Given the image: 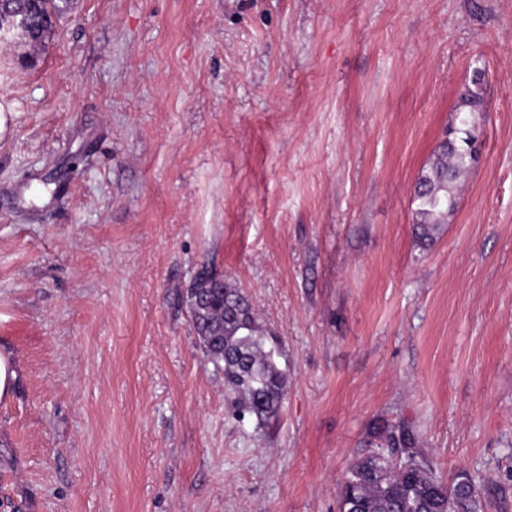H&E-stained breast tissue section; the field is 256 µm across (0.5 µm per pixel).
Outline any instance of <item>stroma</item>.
Listing matches in <instances>:
<instances>
[{
	"label": "stroma",
	"instance_id": "1",
	"mask_svg": "<svg viewBox=\"0 0 512 512\" xmlns=\"http://www.w3.org/2000/svg\"><path fill=\"white\" fill-rule=\"evenodd\" d=\"M0 115V512H338L393 443L512 512V0H77L0 47ZM204 266L281 341L274 418L224 398ZM450 143L448 139L441 143L436 160L416 183L414 198L419 203L413 224L417 237L423 242L433 240L454 205L448 183L472 163L466 148L456 143L455 148H451Z\"/></svg>",
	"mask_w": 512,
	"mask_h": 512
}]
</instances>
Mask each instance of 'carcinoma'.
<instances>
[{
  "instance_id": "cac0c4a2",
  "label": "carcinoma",
  "mask_w": 512,
  "mask_h": 512,
  "mask_svg": "<svg viewBox=\"0 0 512 512\" xmlns=\"http://www.w3.org/2000/svg\"><path fill=\"white\" fill-rule=\"evenodd\" d=\"M69 9L68 0H28L23 13L30 25L27 41L51 37ZM466 148L443 141L427 173L416 183L415 233L432 241L446 223L453 200L448 183L469 168ZM193 328L206 352L224 363L225 395L231 406L263 421L274 416L286 394V373L276 340L259 321L247 292L207 268L196 272L186 290ZM393 458L367 456L348 469L340 492V512H485L484 482L461 473L452 483L437 476L418 448H392Z\"/></svg>"
}]
</instances>
